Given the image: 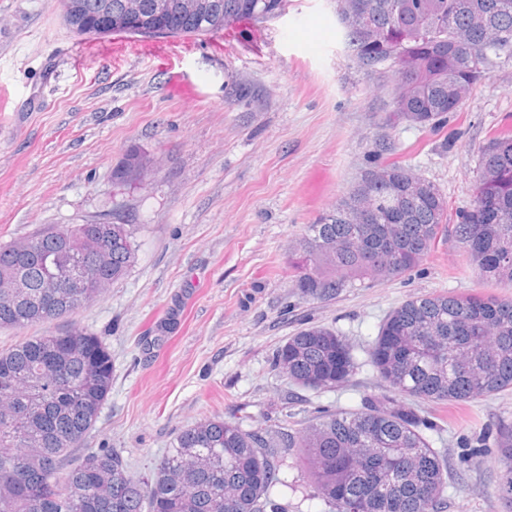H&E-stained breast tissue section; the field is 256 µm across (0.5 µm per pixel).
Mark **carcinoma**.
Wrapping results in <instances>:
<instances>
[{
  "label": "carcinoma",
  "mask_w": 512,
  "mask_h": 512,
  "mask_svg": "<svg viewBox=\"0 0 512 512\" xmlns=\"http://www.w3.org/2000/svg\"><path fill=\"white\" fill-rule=\"evenodd\" d=\"M78 36L147 35L163 14L171 38L214 36L241 21L280 16L285 0H58ZM336 16L352 61L388 67L387 121L438 130L450 93L474 87L512 62V0H359ZM131 154L117 177H142ZM383 164L316 224L306 226L291 260L298 294L325 301L364 280L405 274L450 231L482 279L512 284V137L483 146L479 193L496 200L486 223L480 200L447 229L439 190ZM80 256L85 287L60 276ZM136 260L135 225L110 212L87 224H49L0 244V327L26 329L102 299ZM366 362L386 393L354 410L320 409L299 429L244 427L204 418L180 431L148 482L134 480L108 449L74 452L93 430L112 387L111 355L83 328L28 336L0 346V512H289L276 498L285 469L301 463L307 499L325 512H443L448 463L424 431L438 425L405 398L435 405L470 403L512 391V299L480 293L411 296L393 308L368 343ZM273 368L298 387L334 389L350 381L353 347L334 329L308 326L288 337ZM497 496L512 512V421L497 429ZM67 470L64 483L60 470Z\"/></svg>",
  "instance_id": "obj_1"
}]
</instances>
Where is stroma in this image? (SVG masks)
Returning <instances> with one entry per match:
<instances>
[{"mask_svg":"<svg viewBox=\"0 0 512 512\" xmlns=\"http://www.w3.org/2000/svg\"><path fill=\"white\" fill-rule=\"evenodd\" d=\"M151 44L76 36L54 0H0V243L108 211L137 227L136 261L104 299L23 332L0 328L4 344L74 325L106 343L112 389L86 448L118 451L143 482L202 418L273 425L287 411L296 426L318 407H360L384 390L370 367L316 392L273 372L276 348L324 325L363 360L408 297L512 298V287L481 280L450 237L404 275L325 302L299 295L289 266L306 226L374 166L382 136L439 189L455 224L474 199L480 147L490 135L512 136V63L433 132L386 125L391 71L370 74L351 61L334 0H288L261 25L170 39L171 72L157 67ZM177 72L196 79V103L183 100ZM133 150L148 169L139 182H120L115 173ZM176 300L178 325L158 331ZM420 409L441 427L426 437L448 461L446 512H502L493 440L512 420V391Z\"/></svg>","mask_w":512,"mask_h":512,"instance_id":"stroma-1","label":"stroma"}]
</instances>
